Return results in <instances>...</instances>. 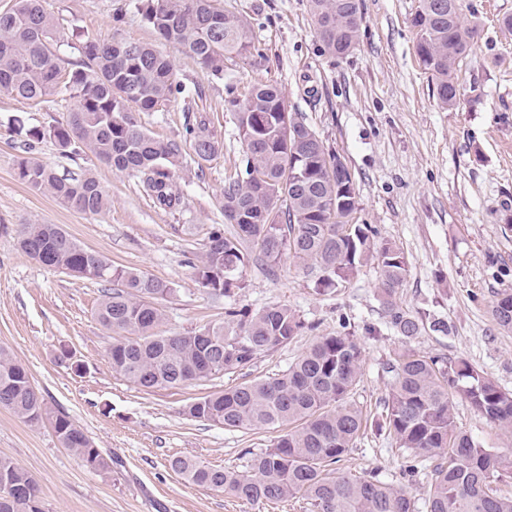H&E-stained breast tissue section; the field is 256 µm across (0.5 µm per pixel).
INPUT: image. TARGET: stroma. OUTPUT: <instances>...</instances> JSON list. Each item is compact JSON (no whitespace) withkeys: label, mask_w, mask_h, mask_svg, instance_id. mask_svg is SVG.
<instances>
[{"label":"stroma","mask_w":512,"mask_h":512,"mask_svg":"<svg viewBox=\"0 0 512 512\" xmlns=\"http://www.w3.org/2000/svg\"><path fill=\"white\" fill-rule=\"evenodd\" d=\"M223 4L247 20L261 54L227 62L217 81L204 77L193 58L171 49L178 80L203 88L198 106L210 113L224 143L220 158L205 169L189 159L177 170L185 198L179 212L153 208L133 176L93 160L71 161L48 140L37 144L32 158L62 174L91 168L110 199L108 210L80 213L22 184L8 121L17 115L45 125L63 120L70 105L56 98L35 106L0 95V343L27 367L47 409L66 413L112 459L111 472H91L60 444L50 423L31 426L0 409V456L38 481L46 512H304L250 505L195 485L174 472L170 461L187 456L210 467L244 470L247 452L269 448L279 429L230 431L187 418L184 405L249 376L279 374L317 339L340 332L344 320L362 349V377L351 400L364 413L382 410L391 381L387 367L407 347L466 359L512 392V331L491 316L497 293L512 289V34L499 26L512 15V0H463L477 36L461 64L460 99L448 109L438 103L431 77L415 56L409 20L418 0H360L359 42L351 54L336 57L319 49L308 0ZM44 7L64 28L92 37L156 40L132 0H44ZM266 79L281 86L289 112L301 115L347 165L360 223L402 251L408 275L398 304L444 320L447 333L426 329L409 340L399 336L387 323L373 261L345 287L324 295L314 292L305 270L288 257L271 271L262 261L250 264L245 288L231 300L198 283L193 266L210 231L224 224V178L243 155L224 112L225 84L244 88ZM186 116L187 103L179 97L143 120L155 137L188 144ZM21 224L63 225L79 244L113 264L170 283L174 293L163 303L159 332L222 322L230 303L252 310L284 305L306 328L286 348L260 355L248 374L180 388H136L113 374L109 363L112 334L95 315L103 282L36 263L15 244ZM62 345L82 364L81 373L57 363ZM455 416L483 447L512 454V436L468 402H457ZM402 462L392 439L369 432L340 468L352 478L374 469L396 484Z\"/></svg>","instance_id":"stroma-1"}]
</instances>
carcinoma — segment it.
I'll list each match as a JSON object with an SVG mask.
<instances>
[{
  "instance_id": "obj_1",
  "label": "carcinoma",
  "mask_w": 512,
  "mask_h": 512,
  "mask_svg": "<svg viewBox=\"0 0 512 512\" xmlns=\"http://www.w3.org/2000/svg\"><path fill=\"white\" fill-rule=\"evenodd\" d=\"M323 52L348 55L359 37V0H308ZM134 8L154 30L156 43L119 37L97 40L61 31L43 0H10L0 8V93L42 103L70 101L64 121L8 130L21 138L15 161L19 181L61 204L90 215L103 213L107 194L89 170L60 175L29 157L49 139L71 160L84 157L138 180L140 192L164 212L183 209L175 172L186 150L177 139L161 140L143 115L159 112L178 95H188L165 52L176 46L191 56L203 76L224 79V65L260 53L248 23L227 12L221 0H135ZM415 54L435 79L436 97L454 106L460 97L459 62L469 55L475 28L462 15L461 0H418L411 18ZM229 112L244 159L224 181L220 208L229 229L215 228L195 267L208 293L231 298L246 287L244 269L254 260L276 265L288 256L311 277L314 290L332 293L364 263L374 260L389 324L410 339L428 328L448 331L431 316L403 310L395 294L408 265L391 243L354 222L353 179L330 169L336 160L314 131L287 109L276 82L258 81L241 95L225 85ZM188 132L201 161H212L223 144L202 111L192 112ZM17 246L43 266L74 277L112 284L102 290L96 317L112 332L108 357L113 373L138 388H178L190 379L206 382L250 369L258 356L287 346L305 328L285 306L256 311L225 308L224 322L193 332L160 335L162 303L169 283L114 266L82 247L61 224H21ZM492 314L512 330V289L497 293ZM390 392L380 412L367 419L350 401L362 375V350L347 333L323 336L281 374L254 378L195 399L183 414L228 430L287 427L271 447L250 453L245 470L209 467L188 457L170 460L188 481L224 490L238 499L305 501L306 512H413L400 486L371 471L351 479L336 471L366 429L393 438L406 452L401 479L415 481L425 463L433 478L427 512H512V496L498 492L500 476L512 478V456L482 447L458 429L456 400H465L501 431L512 433V393L463 358L431 357L405 349L389 365ZM0 408L36 426L51 420L63 447L91 471H110L112 459L94 446L68 416L48 412L26 366L0 345ZM0 512H45L39 483L7 457H0Z\"/></svg>"
}]
</instances>
